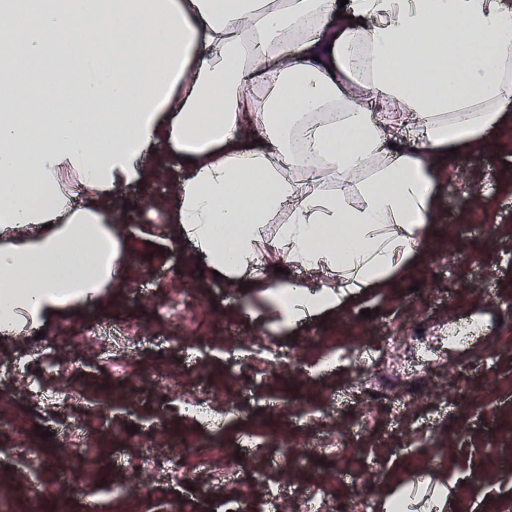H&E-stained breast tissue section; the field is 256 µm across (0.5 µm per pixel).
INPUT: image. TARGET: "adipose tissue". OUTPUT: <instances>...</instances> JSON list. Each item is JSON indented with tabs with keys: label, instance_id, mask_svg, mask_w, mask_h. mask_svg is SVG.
Here are the masks:
<instances>
[{
	"label": "adipose tissue",
	"instance_id": "ef3b65f1",
	"mask_svg": "<svg viewBox=\"0 0 512 512\" xmlns=\"http://www.w3.org/2000/svg\"><path fill=\"white\" fill-rule=\"evenodd\" d=\"M0 88L1 334L102 302L160 146L172 242L293 329L423 256L437 158L512 122V0H0Z\"/></svg>",
	"mask_w": 512,
	"mask_h": 512
}]
</instances>
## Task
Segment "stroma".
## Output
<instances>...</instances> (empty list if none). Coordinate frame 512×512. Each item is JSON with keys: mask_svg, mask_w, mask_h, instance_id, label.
Listing matches in <instances>:
<instances>
[{"mask_svg": "<svg viewBox=\"0 0 512 512\" xmlns=\"http://www.w3.org/2000/svg\"><path fill=\"white\" fill-rule=\"evenodd\" d=\"M465 167L440 162L436 219L420 260L392 272L361 308L347 307L285 330L253 288L197 270L187 247L153 234L161 209L128 188L118 211L128 225L131 263L101 306L29 334L0 335V502L29 512H193L235 495L251 512H301L319 494L331 512H381L406 498L409 473L432 491L428 512H512V124L467 146ZM371 317H364L362 309ZM483 321L490 341L462 351L437 346L426 367L407 348L381 359L387 336L437 341L451 324ZM110 343L120 369L84 346L82 332ZM196 336L195 350L169 337ZM370 349L371 359L322 371L325 353ZM41 417L29 409V383L46 362ZM206 398L222 426L189 419L183 395ZM267 439L254 456L244 437ZM210 448L205 461L186 448ZM291 455H284V448ZM39 454L19 465L27 449ZM192 473V487L164 473L135 471L146 455ZM138 477L145 497H110ZM254 476L275 489L257 494Z\"/></svg>", "mask_w": 512, "mask_h": 512, "instance_id": "obj_1", "label": "stroma"}]
</instances>
